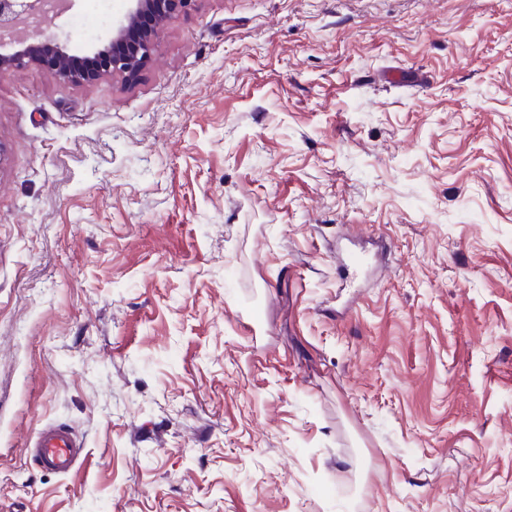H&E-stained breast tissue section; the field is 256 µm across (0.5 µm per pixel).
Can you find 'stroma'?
<instances>
[{"mask_svg": "<svg viewBox=\"0 0 512 512\" xmlns=\"http://www.w3.org/2000/svg\"><path fill=\"white\" fill-rule=\"evenodd\" d=\"M0 512H512V0H197L135 83L0 75ZM32 457L44 470L67 475L83 457V444L68 428L44 425L29 444Z\"/></svg>", "mask_w": 512, "mask_h": 512, "instance_id": "obj_1", "label": "stroma"}]
</instances>
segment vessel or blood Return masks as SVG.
<instances>
[{
  "label": "vessel or blood",
  "instance_id": "obj_1",
  "mask_svg": "<svg viewBox=\"0 0 512 512\" xmlns=\"http://www.w3.org/2000/svg\"><path fill=\"white\" fill-rule=\"evenodd\" d=\"M33 459L44 470L67 475L74 471L83 457V444L68 428L46 425L30 443Z\"/></svg>",
  "mask_w": 512,
  "mask_h": 512
}]
</instances>
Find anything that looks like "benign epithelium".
I'll return each mask as SVG.
<instances>
[{
    "label": "benign epithelium",
    "mask_w": 512,
    "mask_h": 512,
    "mask_svg": "<svg viewBox=\"0 0 512 512\" xmlns=\"http://www.w3.org/2000/svg\"><path fill=\"white\" fill-rule=\"evenodd\" d=\"M127 13L112 24L107 43L89 54H73L46 35L35 38L20 27L31 9L30 0H0V74L30 65H43L64 81L91 84L106 75L133 82L149 62L163 23L177 11L187 12L196 0H130Z\"/></svg>",
    "instance_id": "7a95c632"
}]
</instances>
